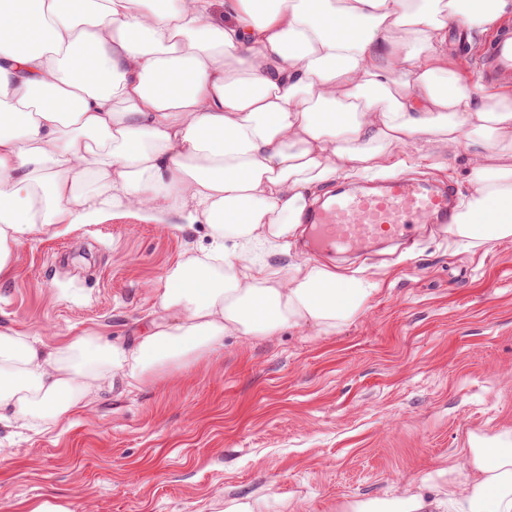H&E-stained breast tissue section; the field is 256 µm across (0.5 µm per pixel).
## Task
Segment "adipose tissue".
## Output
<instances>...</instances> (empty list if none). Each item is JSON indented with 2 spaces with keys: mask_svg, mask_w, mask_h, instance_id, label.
<instances>
[{
  "mask_svg": "<svg viewBox=\"0 0 512 512\" xmlns=\"http://www.w3.org/2000/svg\"><path fill=\"white\" fill-rule=\"evenodd\" d=\"M509 13L512 0H0V273L61 224L176 217L210 237L169 268L133 343L0 332V422L48 432L102 385L196 365L226 337L349 325L377 280L254 256L296 238L336 179L473 139L448 235L511 241L512 93L481 91L444 36ZM459 455L343 512H512V431Z\"/></svg>",
  "mask_w": 512,
  "mask_h": 512,
  "instance_id": "ef3b65f1",
  "label": "adipose tissue"
}]
</instances>
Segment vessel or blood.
Here are the masks:
<instances>
[{"mask_svg": "<svg viewBox=\"0 0 512 512\" xmlns=\"http://www.w3.org/2000/svg\"><path fill=\"white\" fill-rule=\"evenodd\" d=\"M485 84H512V33L489 42L477 60ZM452 184L429 186L410 178L387 177L351 189L330 190L309 216L311 249L358 250L377 240L412 246L415 225L450 224L455 217Z\"/></svg>", "mask_w": 512, "mask_h": 512, "instance_id": "1", "label": "vessel or blood"}]
</instances>
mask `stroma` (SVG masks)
<instances>
[{
	"label": "stroma",
	"mask_w": 512,
	"mask_h": 512,
	"mask_svg": "<svg viewBox=\"0 0 512 512\" xmlns=\"http://www.w3.org/2000/svg\"><path fill=\"white\" fill-rule=\"evenodd\" d=\"M478 148L463 139L442 168L403 174L464 192ZM208 242L205 225L133 216L47 231L0 275V331L134 342L167 269ZM311 258L382 291L334 335L228 338L168 378L103 385L54 431L1 424L0 512L51 498L71 512H224L245 496L261 512H339L416 488L470 437L512 429V241L466 251L423 224L409 252L341 258L299 237L271 261Z\"/></svg>",
	"instance_id": "stroma-1"
}]
</instances>
